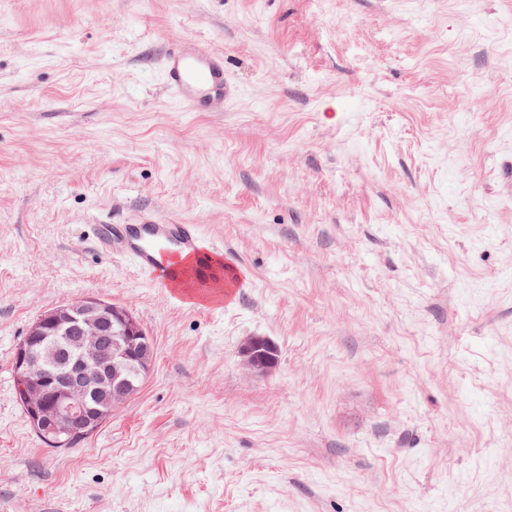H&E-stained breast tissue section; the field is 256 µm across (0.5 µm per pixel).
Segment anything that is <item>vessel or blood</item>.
<instances>
[{"label":"vessel or blood","instance_id":"vessel-or-blood-1","mask_svg":"<svg viewBox=\"0 0 512 512\" xmlns=\"http://www.w3.org/2000/svg\"><path fill=\"white\" fill-rule=\"evenodd\" d=\"M160 65L173 97L191 112H220L234 89L224 72V55L191 42L164 49ZM199 225L173 224L147 215L136 224H103L98 247L107 255H127L158 287H174L185 275L182 259L208 263Z\"/></svg>","mask_w":512,"mask_h":512}]
</instances>
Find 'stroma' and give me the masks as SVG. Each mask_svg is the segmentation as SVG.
<instances>
[{"mask_svg":"<svg viewBox=\"0 0 512 512\" xmlns=\"http://www.w3.org/2000/svg\"><path fill=\"white\" fill-rule=\"evenodd\" d=\"M187 40L223 111L168 94ZM147 212L222 291L99 250ZM88 296L155 362L53 448L14 352ZM0 512H512V0H0ZM160 65L173 97L190 112H220L234 95L224 55L191 42L164 49ZM279 349L267 336H251L240 348L243 367L250 373L267 376L278 365Z\"/></svg>","mask_w":512,"mask_h":512,"instance_id":"stroma-1","label":"stroma"}]
</instances>
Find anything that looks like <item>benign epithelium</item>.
I'll return each mask as SVG.
<instances>
[{
  "mask_svg": "<svg viewBox=\"0 0 512 512\" xmlns=\"http://www.w3.org/2000/svg\"><path fill=\"white\" fill-rule=\"evenodd\" d=\"M279 349L267 336L240 348L243 367L267 376ZM154 347L129 312L84 298L41 312L14 353L18 399L36 432L57 448L89 436L137 391L153 364Z\"/></svg>",
  "mask_w": 512,
  "mask_h": 512,
  "instance_id": "benign-epithelium-1",
  "label": "benign epithelium"
}]
</instances>
